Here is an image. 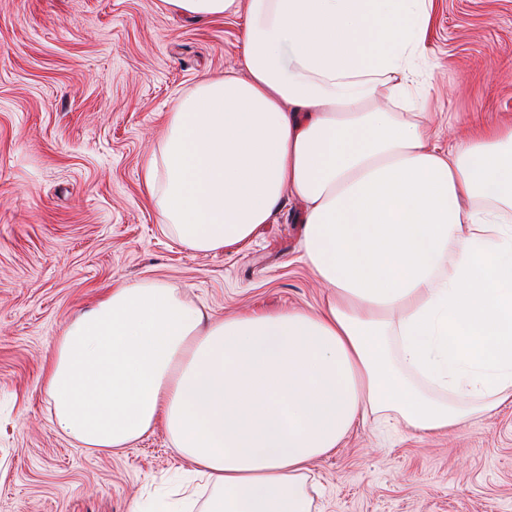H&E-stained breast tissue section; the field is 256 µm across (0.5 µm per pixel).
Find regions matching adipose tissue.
I'll use <instances>...</instances> for the list:
<instances>
[{
	"label": "adipose tissue",
	"mask_w": 512,
	"mask_h": 512,
	"mask_svg": "<svg viewBox=\"0 0 512 512\" xmlns=\"http://www.w3.org/2000/svg\"><path fill=\"white\" fill-rule=\"evenodd\" d=\"M161 2L246 23L241 72L181 96L144 165L160 224L223 253L292 198L329 294L216 319L118 284L65 324L42 390L88 448L165 429L195 480L159 512H313L312 462L359 423L439 433L512 401V125L443 149L397 111L433 0Z\"/></svg>",
	"instance_id": "1"
}]
</instances>
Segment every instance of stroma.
I'll return each instance as SVG.
<instances>
[{
  "instance_id": "35a3bbf8",
  "label": "stroma",
  "mask_w": 512,
  "mask_h": 512,
  "mask_svg": "<svg viewBox=\"0 0 512 512\" xmlns=\"http://www.w3.org/2000/svg\"><path fill=\"white\" fill-rule=\"evenodd\" d=\"M244 23L160 0H0V512H146L189 468L161 429L114 453L56 430L40 377L64 322L114 281H162L216 318L326 297L295 200L219 254L184 250L145 200L168 112L240 69ZM427 42L440 144L512 123V0H433ZM312 473L317 512H512V404L444 435L368 420Z\"/></svg>"
}]
</instances>
